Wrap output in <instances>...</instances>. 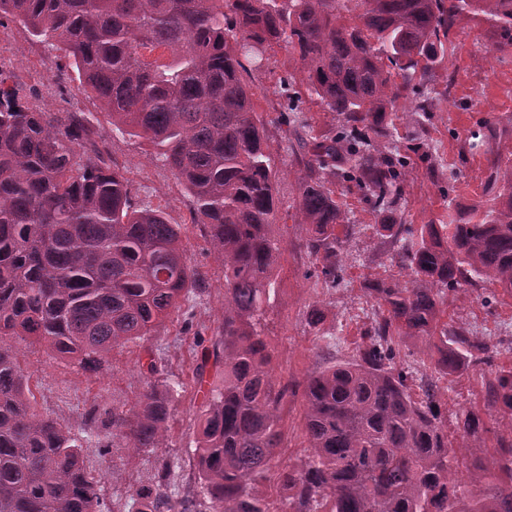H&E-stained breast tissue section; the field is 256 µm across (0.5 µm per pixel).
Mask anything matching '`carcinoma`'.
<instances>
[{"instance_id": "cac0c4a2", "label": "carcinoma", "mask_w": 512, "mask_h": 512, "mask_svg": "<svg viewBox=\"0 0 512 512\" xmlns=\"http://www.w3.org/2000/svg\"><path fill=\"white\" fill-rule=\"evenodd\" d=\"M482 16L500 51L512 49V0H0L9 17L73 61L84 90L112 117V131L142 137L194 198L224 267V355L196 343L203 377L222 363L224 387L205 395L196 448L197 496L175 487V462L127 488L135 512H512V367L485 383L487 414L511 438L476 456L484 419L469 409L448 442L437 379L410 387L398 339H422L438 379L492 365L491 346L464 324L441 321L446 292L492 283L512 294V163L495 150L509 135L489 121L488 204L448 224H382L400 277L365 281L379 309L356 357L275 387L261 328L284 246L272 235L280 171L243 81L266 47L285 44L306 73L309 100L337 116L327 133L308 127L292 146L299 198L295 223L315 258L312 275L345 281L351 219L333 185L350 183L372 211L400 210L411 155L430 159L418 136L385 121L400 100L427 113L424 81L445 55L458 16ZM0 73V512H111L82 449L133 454L166 447L179 380L147 383L133 406L90 414L76 432L39 412L19 345L39 343L88 371L112 349L145 341L198 293L200 278L178 224L135 206L123 177L89 155L75 112L30 101ZM280 82V121L296 123L306 100ZM344 234H336L337 226ZM303 388L308 455L283 465L281 405ZM281 490L277 510L263 487Z\"/></svg>"}]
</instances>
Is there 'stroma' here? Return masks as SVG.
Returning a JSON list of instances; mask_svg holds the SVG:
<instances>
[{"instance_id":"35a3bbf8","label":"stroma","mask_w":512,"mask_h":512,"mask_svg":"<svg viewBox=\"0 0 512 512\" xmlns=\"http://www.w3.org/2000/svg\"><path fill=\"white\" fill-rule=\"evenodd\" d=\"M10 29L17 35L19 46L6 76L34 93L43 80L59 87L63 99L54 103V110L82 113L95 133L99 156L127 179L133 203L150 204L162 210L170 223L181 225L183 247L204 285L188 311L173 313L148 342L112 350L98 372L54 357L43 346L24 347L21 357L34 372L36 407L41 413L63 417L75 427L84 425L91 410L114 406L129 409L144 388L138 360L145 348H152L159 378L175 376L183 383L172 404L164 454L177 464L175 481L196 486L198 414L203 397L193 377L195 342L200 339L209 346L216 339L224 310V271L214 258L205 226L193 221L191 195L168 168L154 160L151 143L139 137L113 135L110 116L83 92L68 61L56 57L20 25L11 24ZM266 55V65L245 73L244 81L255 91L256 109L270 135L272 159L283 172L272 232L288 247L278 268L280 287L270 299L261 326L272 353L274 380L299 382L308 373L354 354L374 310L363 292V283L394 273L395 267L376 233L378 216L355 187L340 183L336 197L356 226L345 256V282L331 289L311 277L313 261L298 247L305 231L294 222L298 185L284 175L292 163V143L279 129L276 94L284 78L304 88L305 74L297 56L284 47L274 46ZM428 89L433 97L429 122L407 123L400 111L386 115L387 122L409 127L424 138L434 157L430 167L418 159L412 162L402 214L406 224L436 222L455 215L457 209L485 205L489 156L476 134L489 120L512 129V49L497 50L495 32L482 17L462 15L448 34L443 62ZM316 300L327 315L324 328L334 333L335 347H327L325 339L315 336L305 324L307 307ZM443 310V320L465 324L495 347L496 365L512 366V296L488 283L475 287L465 284L449 292ZM488 377L486 366H469L441 382L442 413L448 429H455L463 411L483 408ZM304 410L305 401L299 394L289 397L282 407L284 437L279 460L284 464L298 467L307 457ZM85 460L101 479V496L113 503L116 512H122L128 486L145 481L155 463L154 455L135 456L121 448L104 454L90 447Z\"/></svg>"}]
</instances>
